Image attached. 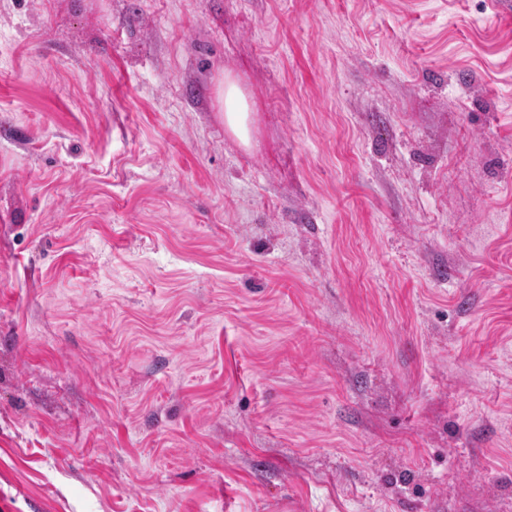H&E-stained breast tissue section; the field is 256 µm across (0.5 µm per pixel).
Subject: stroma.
I'll return each instance as SVG.
<instances>
[{
    "mask_svg": "<svg viewBox=\"0 0 512 512\" xmlns=\"http://www.w3.org/2000/svg\"><path fill=\"white\" fill-rule=\"evenodd\" d=\"M495 2L0 0V512H512ZM222 96L225 104L224 118L227 127L243 142H247L248 107L237 84L226 78Z\"/></svg>",
    "mask_w": 512,
    "mask_h": 512,
    "instance_id": "1",
    "label": "stroma"
}]
</instances>
